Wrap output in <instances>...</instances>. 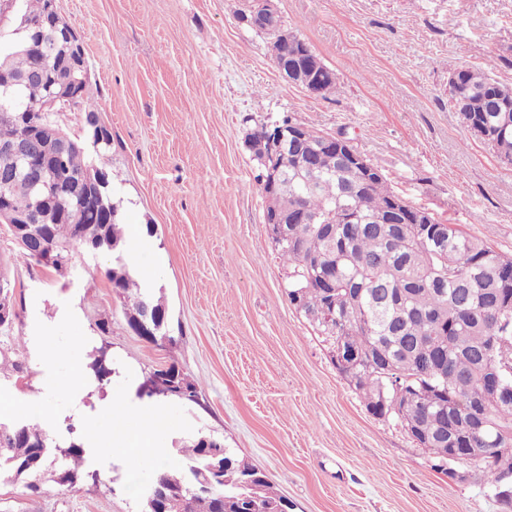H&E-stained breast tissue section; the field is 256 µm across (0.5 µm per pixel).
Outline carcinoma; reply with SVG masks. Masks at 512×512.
I'll return each mask as SVG.
<instances>
[{"mask_svg": "<svg viewBox=\"0 0 512 512\" xmlns=\"http://www.w3.org/2000/svg\"><path fill=\"white\" fill-rule=\"evenodd\" d=\"M6 57L14 73L44 71L46 83H31L19 91V122L50 140L62 129L45 125L40 115L47 85L65 83L72 88L75 81L38 44L15 50L0 42V62ZM456 77L449 82V103L467 126H480L494 135L498 159L512 166V88L481 70H460ZM18 126L0 122V140L15 137ZM322 136L311 131V144L301 157L291 150L270 155L265 163L255 157L257 182H262L267 164L281 173V186L263 195V214L300 202L320 217L342 208L354 211L360 220L336 225L333 242L317 224L290 225V238L276 246L286 262L288 302L294 303L300 282L313 280L314 287L306 292L307 308L318 314L313 324L330 346L342 340L357 352L352 387L373 416L391 418L407 432L431 436L445 425L448 433L442 448L512 449V403L476 406L490 378L497 376L512 388V371L502 368L495 373L491 366L499 357V342L512 343V257L408 202L409 211L427 216L432 234L423 236L418 224L379 223L390 202L400 199L381 166L366 159L369 184L353 191L363 176L342 166L336 153L317 149ZM111 151L110 135L96 145L74 138L67 152L54 159L55 178L85 195L78 208L64 199L54 202L62 219L50 225L47 249L61 253L67 264L76 252L89 259L112 255L106 277L126 307L128 325L157 345L170 339L166 308L154 293L140 287L128 265L123 214L114 201L111 181L99 188L89 183L95 173L109 177L102 159ZM327 312L340 322L323 323ZM87 368L100 385L112 381L115 373L101 348ZM147 380L160 401L199 404V383L175 362L154 370ZM67 433L57 439L36 426L10 423L0 429V472L25 479L34 495L48 492L41 479L47 472L61 487L78 483L83 479V442L72 427ZM202 436L199 431L185 442L181 468L158 470L150 483L155 497L144 504L143 512H184L183 489L210 477V466L216 463L211 449L200 441ZM220 460L233 477L224 486V506L214 495L201 493L193 498L191 512H247L242 496H250L252 489L242 485L249 477L241 471L245 458L226 448Z\"/></svg>", "mask_w": 512, "mask_h": 512, "instance_id": "1", "label": "carcinoma"}]
</instances>
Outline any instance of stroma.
I'll list each match as a JSON object with an SVG mask.
<instances>
[{"instance_id":"35a3bbf8","label":"stroma","mask_w":512,"mask_h":512,"mask_svg":"<svg viewBox=\"0 0 512 512\" xmlns=\"http://www.w3.org/2000/svg\"><path fill=\"white\" fill-rule=\"evenodd\" d=\"M287 29L333 69L340 90L315 99L278 71L266 37L237 16L246 0H57L89 66L87 93L112 132L106 164L126 223L153 225L159 256L138 263L166 306L164 346L128 327L105 276L108 255L77 254L57 274L18 256L0 227V259L18 318L0 332V416L83 429L84 482L37 497L0 479V512H141L140 487L180 468L173 441L203 430L262 469L293 512H512L482 476L453 481L396 421L370 414L331 346L284 294L285 267L263 220L245 137L284 116L345 133L389 186L437 219L512 256V166L448 106L449 79L487 69L512 87V0H276ZM108 332H100V321ZM49 337L51 354L34 353ZM107 347L115 373L84 394L53 390ZM24 374H16L15 363ZM177 363L200 405L167 403L163 454L136 462L112 442L109 393L135 412L139 386Z\"/></svg>"}]
</instances>
